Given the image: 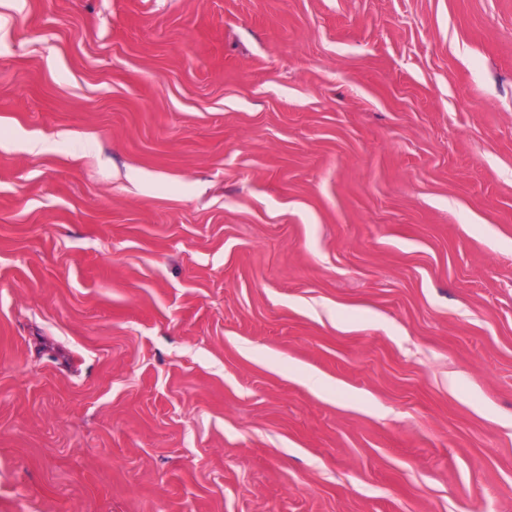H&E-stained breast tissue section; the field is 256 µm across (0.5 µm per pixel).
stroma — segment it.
Returning <instances> with one entry per match:
<instances>
[{
  "mask_svg": "<svg viewBox=\"0 0 512 512\" xmlns=\"http://www.w3.org/2000/svg\"><path fill=\"white\" fill-rule=\"evenodd\" d=\"M0 512H512V0H0Z\"/></svg>",
  "mask_w": 512,
  "mask_h": 512,
  "instance_id": "1",
  "label": "stroma"
}]
</instances>
